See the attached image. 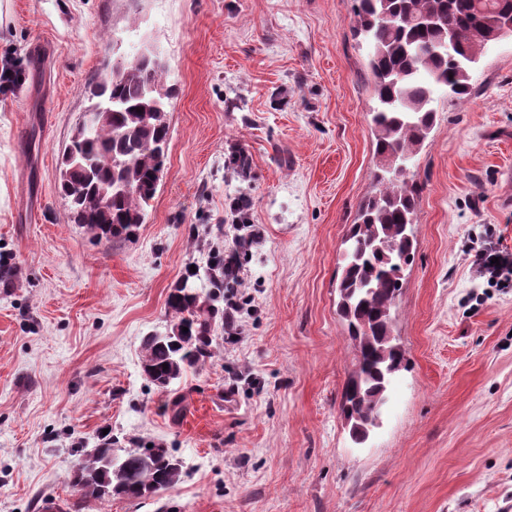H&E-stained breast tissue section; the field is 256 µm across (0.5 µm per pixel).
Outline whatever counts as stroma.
<instances>
[{
    "instance_id": "obj_1",
    "label": "stroma",
    "mask_w": 512,
    "mask_h": 512,
    "mask_svg": "<svg viewBox=\"0 0 512 512\" xmlns=\"http://www.w3.org/2000/svg\"><path fill=\"white\" fill-rule=\"evenodd\" d=\"M354 7L0 0V57L22 72L0 90V512H512V288L472 265L485 245L512 251V40L482 55L468 98L434 104L394 318L408 367L357 444L336 275L376 157ZM145 40L172 89L164 174L136 238L98 244L70 221L61 151L89 81ZM230 197L259 232L234 290L243 332L162 392L141 342L165 331L178 282L235 249ZM105 430L169 448L179 483L80 501L76 450Z\"/></svg>"
}]
</instances>
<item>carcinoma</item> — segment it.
<instances>
[{"mask_svg":"<svg viewBox=\"0 0 512 512\" xmlns=\"http://www.w3.org/2000/svg\"><path fill=\"white\" fill-rule=\"evenodd\" d=\"M392 16L403 22L387 24ZM431 16L444 27L429 25ZM504 17H512V0H357L354 35L369 48L376 100L371 122L377 171L344 240L338 283V311L355 349L342 393V412L350 417L352 431L367 426L375 396L408 365L402 347L385 344L394 335L392 310L401 278L391 276L376 246L387 242L396 247L400 263L412 262L417 188L408 177L393 179L383 161L392 154L412 159L420 151L434 123L438 91L457 101L467 98L470 66L476 62L468 52L490 40ZM445 27L455 34L458 50L452 54L439 48ZM113 68L117 72L92 80V97L112 103V113L89 133L72 137L60 163V189L73 221L100 243L137 235L157 192L169 141V97L155 92L166 86V68L136 64L132 57ZM223 267L224 257L216 254L206 271L208 287L178 285L169 293L165 315L169 331L179 335L143 338L142 372L157 388L169 391L173 381L213 357L215 333L224 327L220 302L224 289L233 286L220 274ZM112 451V439L101 438L78 460L73 484L81 499L153 498L181 479L182 465L167 448H151L147 462L143 448L114 459Z\"/></svg>","mask_w":512,"mask_h":512,"instance_id":"obj_1","label":"carcinoma"}]
</instances>
